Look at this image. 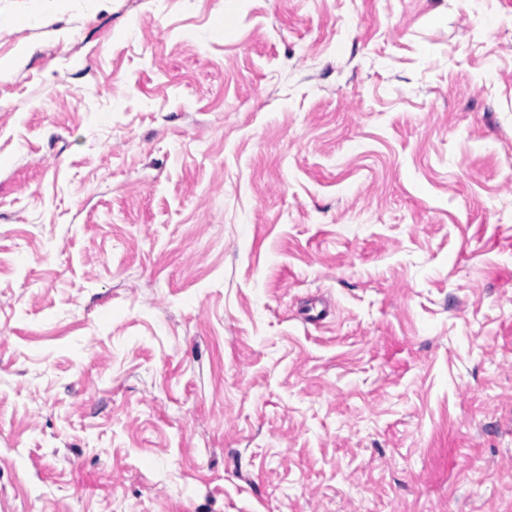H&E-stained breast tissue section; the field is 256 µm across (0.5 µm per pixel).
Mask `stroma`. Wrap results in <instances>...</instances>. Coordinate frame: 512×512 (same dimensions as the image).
<instances>
[{
    "instance_id": "35a3bbf8",
    "label": "stroma",
    "mask_w": 512,
    "mask_h": 512,
    "mask_svg": "<svg viewBox=\"0 0 512 512\" xmlns=\"http://www.w3.org/2000/svg\"><path fill=\"white\" fill-rule=\"evenodd\" d=\"M0 512H512V0H0Z\"/></svg>"
}]
</instances>
